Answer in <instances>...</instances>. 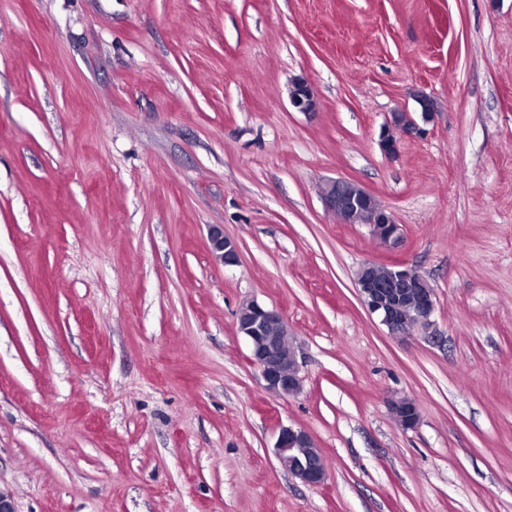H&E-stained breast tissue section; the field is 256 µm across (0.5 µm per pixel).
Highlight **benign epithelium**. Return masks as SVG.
<instances>
[{
	"instance_id": "7a95c632",
	"label": "benign epithelium",
	"mask_w": 512,
	"mask_h": 512,
	"mask_svg": "<svg viewBox=\"0 0 512 512\" xmlns=\"http://www.w3.org/2000/svg\"><path fill=\"white\" fill-rule=\"evenodd\" d=\"M290 102L300 112H315L318 101L309 82L298 78L289 88ZM420 118L399 110L391 114L380 133V145L388 156L398 152L395 133L419 134L418 121L428 123L434 113L427 101H422ZM347 181L338 179L328 182L322 192L326 208L344 224H349L361 208L363 197L346 191ZM208 242L212 255L225 265H233L238 259L236 244L224 236L219 224L209 227ZM422 276L405 263L394 264L392 277L387 283H377L366 277L357 283L359 297L369 312L376 316L389 335L399 338L411 335V330L427 332L432 326L435 312V290H416ZM237 332L247 341L250 360L261 371L264 389L275 396L287 397L298 394L303 388L297 352L293 344L286 343L292 332L283 314L261 306L256 302L241 305L236 316ZM393 417L405 430L414 429L420 422L415 403L408 397H393L389 401ZM316 446L313 436L301 427L281 426L274 444L280 465L302 483L319 487L324 484L328 463L322 451L312 455L307 449Z\"/></svg>"
}]
</instances>
